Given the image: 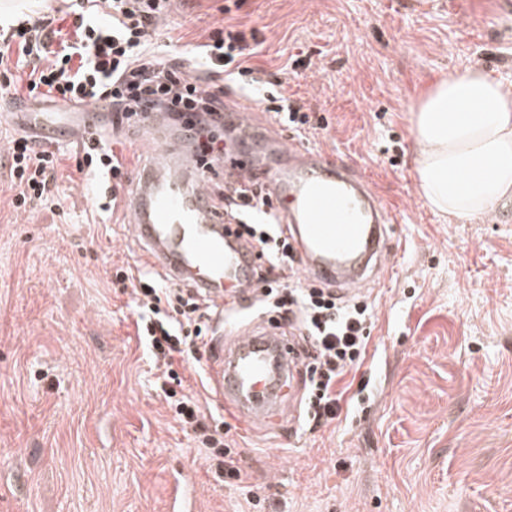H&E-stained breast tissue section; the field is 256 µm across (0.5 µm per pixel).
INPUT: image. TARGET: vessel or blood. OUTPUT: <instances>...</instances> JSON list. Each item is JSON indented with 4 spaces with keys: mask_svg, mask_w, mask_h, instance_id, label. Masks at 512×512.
<instances>
[{
    "mask_svg": "<svg viewBox=\"0 0 512 512\" xmlns=\"http://www.w3.org/2000/svg\"><path fill=\"white\" fill-rule=\"evenodd\" d=\"M22 120L24 130L49 141L80 137L94 123L88 112H27ZM140 126L151 160L125 195L133 234L149 246L158 269L209 289L216 306L226 304L225 290L243 297L255 286L253 253L212 207L217 174L241 186L265 184L307 278L348 294L369 273L390 265L394 251L386 227L395 218L354 165L280 137L267 138L265 158L244 153L226 138L223 154L211 163L170 127L166 113H149ZM206 373L225 406L256 423L280 414L296 395L294 349L275 325L229 342L216 335Z\"/></svg>",
    "mask_w": 512,
    "mask_h": 512,
    "instance_id": "vessel-or-blood-1",
    "label": "vessel or blood"
}]
</instances>
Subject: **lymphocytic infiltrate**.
I'll list each match as a JSON object with an SVG mask.
<instances>
[{
    "label": "lymphocytic infiltrate",
    "instance_id": "obj_1",
    "mask_svg": "<svg viewBox=\"0 0 512 512\" xmlns=\"http://www.w3.org/2000/svg\"><path fill=\"white\" fill-rule=\"evenodd\" d=\"M171 7L172 0H68L49 12L23 16L0 31V92L22 86L35 101L99 105L110 112L116 128L142 113L160 111L173 126L187 128L202 155L214 156L216 132L224 126L223 91L198 84L185 64L161 58L151 46ZM259 45L256 31L228 24L212 31L199 53L214 75L250 76L254 70L247 61ZM17 59L27 63V77L16 74ZM192 113L198 116L193 125L187 122ZM8 155L13 206L60 207L59 153L21 135L11 140ZM76 169L116 188L126 177L123 155L96 138L85 142ZM220 199L238 235L265 258L254 270L259 310L297 328L303 338L304 423L316 431L342 410L349 390L344 378L360 369L366 357L373 308L362 299H343L332 286L296 281L299 257L287 228L276 222L262 183L225 187ZM118 278L135 284L137 334L162 372L160 389L176 420L192 429L198 448L218 473L240 478L235 449L209 426L178 372L186 363L188 338L209 335L216 306L204 291L157 286L144 272L124 270Z\"/></svg>",
    "mask_w": 512,
    "mask_h": 512
}]
</instances>
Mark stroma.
Masks as SVG:
<instances>
[{
	"label": "stroma",
	"mask_w": 512,
	"mask_h": 512,
	"mask_svg": "<svg viewBox=\"0 0 512 512\" xmlns=\"http://www.w3.org/2000/svg\"><path fill=\"white\" fill-rule=\"evenodd\" d=\"M175 0L153 37L169 59L232 22L257 29L251 67L325 117L306 145L354 164L393 212L389 276L365 298L374 326L349 411L244 423L193 364L211 427L238 452L222 482L175 421L117 268L148 260L122 210H101L64 141L63 204L14 211L0 165V512H168L185 475L195 512H512V201L467 224L434 213L414 171L410 106L448 69L512 80V0ZM135 170L137 122L103 128ZM243 484V485H244Z\"/></svg>",
	"instance_id": "35a3bbf8"
}]
</instances>
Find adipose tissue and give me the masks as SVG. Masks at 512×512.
Instances as JSON below:
<instances>
[{
	"mask_svg": "<svg viewBox=\"0 0 512 512\" xmlns=\"http://www.w3.org/2000/svg\"><path fill=\"white\" fill-rule=\"evenodd\" d=\"M412 112L417 181L432 210L466 224L512 198V81L454 67Z\"/></svg>",
	"mask_w": 512,
	"mask_h": 512,
	"instance_id": "obj_1",
	"label": "adipose tissue"
}]
</instances>
